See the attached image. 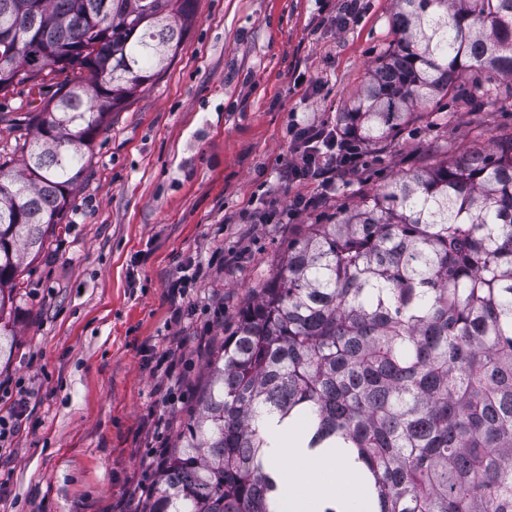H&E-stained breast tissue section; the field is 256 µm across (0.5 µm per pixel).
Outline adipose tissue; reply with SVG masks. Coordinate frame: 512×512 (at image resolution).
Wrapping results in <instances>:
<instances>
[{
	"instance_id": "obj_1",
	"label": "adipose tissue",
	"mask_w": 512,
	"mask_h": 512,
	"mask_svg": "<svg viewBox=\"0 0 512 512\" xmlns=\"http://www.w3.org/2000/svg\"><path fill=\"white\" fill-rule=\"evenodd\" d=\"M271 443L263 459L277 481L278 512H324L337 502V512H378V504L364 464L343 447L313 448L306 428L296 423L265 424ZM294 465L283 468V458Z\"/></svg>"
}]
</instances>
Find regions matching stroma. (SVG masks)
<instances>
[{"instance_id":"stroma-1","label":"stroma","mask_w":512,"mask_h":512,"mask_svg":"<svg viewBox=\"0 0 512 512\" xmlns=\"http://www.w3.org/2000/svg\"><path fill=\"white\" fill-rule=\"evenodd\" d=\"M344 4L198 0L168 70L112 112L5 311L15 336L0 356V416L24 400L26 425L0 441V512H141L158 474L150 449L178 446L209 359L289 242L361 193L512 131L508 107L419 113L330 185L285 181L290 122L336 127L394 38L395 0H363L332 25ZM64 79L0 93L8 170ZM299 196L320 204L292 210ZM270 202L272 222L243 219ZM188 266L195 280L173 292Z\"/></svg>"}]
</instances>
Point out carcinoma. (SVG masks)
<instances>
[{"label": "carcinoma", "instance_id": "obj_1", "mask_svg": "<svg viewBox=\"0 0 512 512\" xmlns=\"http://www.w3.org/2000/svg\"><path fill=\"white\" fill-rule=\"evenodd\" d=\"M396 39L339 130L377 146L418 112L512 103V0H396ZM196 0H0V92L66 80L0 169V315L109 115L171 65ZM471 72V84L459 79ZM144 512H275L261 420L364 460L379 512H512V134L316 224L238 313Z\"/></svg>", "mask_w": 512, "mask_h": 512}]
</instances>
